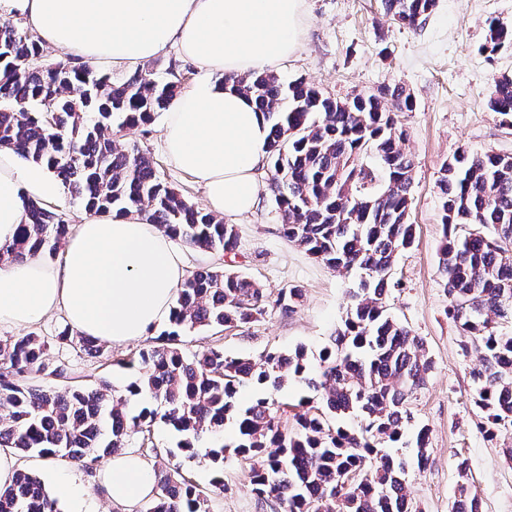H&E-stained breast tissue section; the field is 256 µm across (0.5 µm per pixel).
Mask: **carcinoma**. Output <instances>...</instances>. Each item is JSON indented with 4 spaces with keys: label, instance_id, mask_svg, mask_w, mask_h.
Instances as JSON below:
<instances>
[{
    "label": "carcinoma",
    "instance_id": "1",
    "mask_svg": "<svg viewBox=\"0 0 512 512\" xmlns=\"http://www.w3.org/2000/svg\"><path fill=\"white\" fill-rule=\"evenodd\" d=\"M386 15L415 28L436 0H382ZM512 49V25L486 21L480 50ZM159 80L151 71L114 80L61 52L47 54L32 31L0 26V149L47 167L85 211H135L174 240L208 251L233 252V224L191 203L161 178L149 153L115 139L126 127L147 124L182 93L183 77ZM253 99L271 132L270 190L284 237L333 271L357 270L341 327L319 354L320 373L307 377L304 349L270 351L257 359L218 347L185 353L180 337L202 327L249 324L266 313L264 288L251 277L200 269L177 291L162 333L165 343L139 353L141 371L114 397L98 388H57L47 379L67 371L49 356L42 336L0 338V448L23 456L61 459L91 471L104 456L124 450L128 430L150 431L161 420L181 434L178 449L200 457L215 472L210 486L186 480L164 465L144 512H210L224 492V448L195 447L204 434L231 423L234 454L250 468L255 496L284 512H413L406 479L430 459L428 428L417 429L411 450L391 453L414 414L413 397L427 383L432 362L423 339L394 319L385 304L397 255L414 242L409 210L415 161L405 149L399 113L413 110L404 86L336 98L302 79L275 73L228 76ZM394 108L387 106V100ZM489 109L512 127V75L493 79ZM443 244L439 264L448 292V318L480 353L471 372L472 401L485 415L482 429L495 436L512 428V154L458 150L437 180ZM26 221L15 239L0 245V262L23 263L56 254L68 224L43 203L25 201ZM297 286L281 290L280 307L294 311ZM90 356L99 341L66 326L57 335ZM304 380L320 402L301 399L292 431L281 428L280 405L268 393ZM257 388L248 403L239 389ZM143 406L128 412V401ZM359 419V428L336 425ZM452 512L480 503L469 491L467 464ZM0 512H59L41 479L21 470L0 487Z\"/></svg>",
    "mask_w": 512,
    "mask_h": 512
}]
</instances>
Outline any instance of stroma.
Masks as SVG:
<instances>
[{
  "label": "stroma",
  "instance_id": "1",
  "mask_svg": "<svg viewBox=\"0 0 512 512\" xmlns=\"http://www.w3.org/2000/svg\"><path fill=\"white\" fill-rule=\"evenodd\" d=\"M496 18L512 25V0H439L420 28L399 26L384 13L381 0H304L302 25L306 36L296 54L278 74L282 81L301 77L338 97L374 92L395 83L411 93L414 109L400 113L407 129V150L415 160L414 192L409 220L415 242L394 263L398 286L387 298L390 314L420 336L433 362L428 382L413 401L416 421L429 429L431 455L423 471L410 473L407 491L416 512H450L460 477L458 461L468 464V478L481 512H512V463L503 451L512 448V430L488 437L478 427L470 373L477 353H465L464 338L448 317V295L442 284L438 248L440 224L436 180L444 161L465 147L512 153V128L500 126L488 100L494 77L512 73V50L494 56L481 52L485 23ZM163 114L148 130H123L125 143L147 150L161 177L199 208H206L203 188L188 173L169 165L163 151ZM238 246L224 254L179 244L187 272L218 267L246 273L266 289L271 302L250 324L215 327L182 335V347L194 352L222 347L226 354L259 357L270 350L304 348L310 362L330 345L358 281L356 272L338 273L289 243L269 191L257 207L235 218ZM297 286L304 298L295 311L276 305L281 289ZM161 327L124 344L106 345L103 356L91 358L67 345L54 343L50 355L65 364L75 382L116 393L132 375L129 360L139 351L160 345ZM178 438L164 423L150 434L129 432L125 448L152 446L175 451L183 474L208 485L213 473L207 462L175 450ZM22 469L60 479L83 493L86 512H114L97 472L62 460L20 457ZM210 512H275L258 501L246 467L233 455L224 458V491L213 496Z\"/></svg>",
  "mask_w": 512,
  "mask_h": 512
}]
</instances>
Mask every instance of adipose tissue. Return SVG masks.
I'll return each mask as SVG.
<instances>
[{
	"label": "adipose tissue",
	"mask_w": 512,
	"mask_h": 512,
	"mask_svg": "<svg viewBox=\"0 0 512 512\" xmlns=\"http://www.w3.org/2000/svg\"><path fill=\"white\" fill-rule=\"evenodd\" d=\"M303 0H0L43 44L96 68L137 70L177 50L199 76L174 102L162 127L169 163L206 190L209 209L237 217L254 209L257 170L267 156L269 123L225 76L285 63L303 41ZM39 166L0 150V243L24 223V195L57 194ZM185 276L168 236L137 214L85 213L49 266L0 265V324L16 328L63 311L85 336L122 344L166 319ZM123 512L148 501L154 473L138 457L113 458L103 474Z\"/></svg>",
	"instance_id": "adipose-tissue-1"
}]
</instances>
